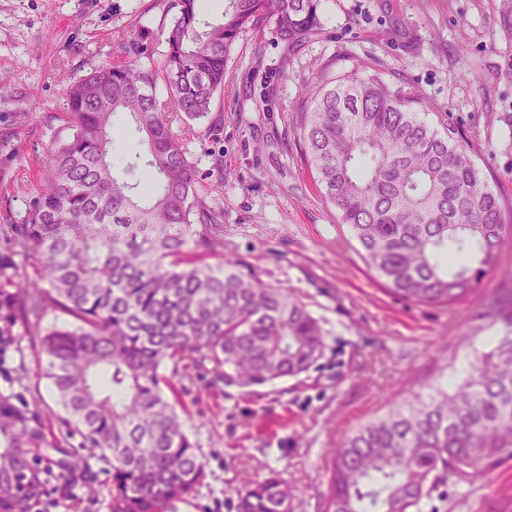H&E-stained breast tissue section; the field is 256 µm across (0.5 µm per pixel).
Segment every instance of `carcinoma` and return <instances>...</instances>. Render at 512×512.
<instances>
[{
  "instance_id": "1",
  "label": "carcinoma",
  "mask_w": 512,
  "mask_h": 512,
  "mask_svg": "<svg viewBox=\"0 0 512 512\" xmlns=\"http://www.w3.org/2000/svg\"><path fill=\"white\" fill-rule=\"evenodd\" d=\"M321 0H225L217 24L200 30L198 0H173L166 50L154 68L139 58L149 35L133 33L128 60L95 68L68 90L72 135L53 152L44 188L20 224L0 228L39 266L20 271L0 251V374L10 365L20 323L44 360L63 421L111 471L110 512H177L205 479L204 464L160 373L205 369L212 388H249L307 372L325 349V331L281 288L245 278L228 259L183 266L182 249L219 229L224 212L199 190L187 142L190 122L211 117L224 94L240 35L270 26L284 51L321 28ZM169 87L157 96L159 81ZM288 59L261 77L266 111ZM299 140L323 198L351 227L365 261L390 292L420 305H447L496 269L503 206L446 124L420 118L424 99L361 65L304 89ZM126 112L147 150L116 165L112 118ZM173 261L166 264L164 259ZM77 321L42 328L48 309ZM503 323L490 350L463 380L416 396L353 431L331 450L325 512H423L454 477L471 481L512 458V306L493 301ZM36 400L0 394V512H28L40 490L28 449L43 441ZM237 512H294L288 485L271 472L237 491Z\"/></svg>"
}]
</instances>
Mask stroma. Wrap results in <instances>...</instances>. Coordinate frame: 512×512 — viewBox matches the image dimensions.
<instances>
[{"mask_svg":"<svg viewBox=\"0 0 512 512\" xmlns=\"http://www.w3.org/2000/svg\"><path fill=\"white\" fill-rule=\"evenodd\" d=\"M172 0H0V225L22 223L52 149L70 133L67 91L96 66L125 60L124 37L152 35L144 67L165 49ZM319 33L284 54L271 30L249 31L232 50L214 111L224 131L189 144L203 186L220 182L219 234L190 244L192 260L237 261L261 284L287 289L326 331L322 358L307 373L248 389L208 388L193 367H164L176 384L178 413L206 478L179 512H236V491L281 472L295 512H325L329 449L394 404L462 380L501 322L485 318L502 292L500 270L483 273L452 305H414L389 292L368 267L348 225L321 196L306 165L297 126L308 102L303 85L319 68L336 76L366 64L422 95L431 124L451 125L487 187L498 196L506 231L502 267L512 266V0H322ZM287 59L289 78L267 111L252 74ZM25 387L0 375V393L23 392L44 408V444L32 449L48 480L39 503L63 512H109L110 476L98 450L62 424L22 325ZM79 459L95 493L54 465L56 446ZM425 512H512V460L488 477L438 488Z\"/></svg>","mask_w":512,"mask_h":512,"instance_id":"35a3bbf8","label":"stroma"}]
</instances>
